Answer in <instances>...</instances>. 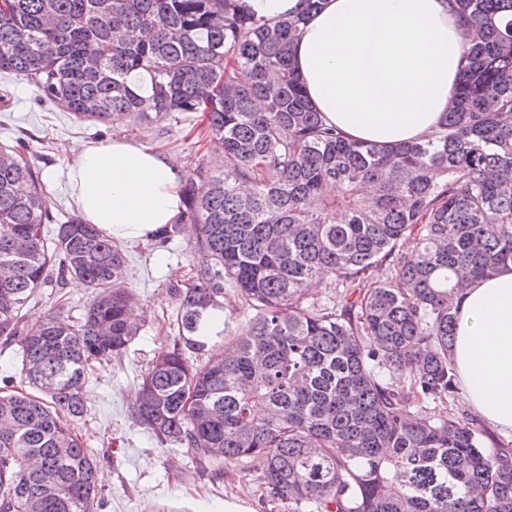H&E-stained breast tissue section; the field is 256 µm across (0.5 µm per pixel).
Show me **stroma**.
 <instances>
[{
    "label": "stroma",
    "instance_id": "35a3bbf8",
    "mask_svg": "<svg viewBox=\"0 0 512 512\" xmlns=\"http://www.w3.org/2000/svg\"><path fill=\"white\" fill-rule=\"evenodd\" d=\"M188 130L181 114L147 129L129 116L119 125L81 122L62 106L39 97L24 77L0 73V146L27 145L52 196V219L44 227L49 239L59 224L76 214L67 171L80 143L122 140L150 147L169 158L184 177L196 167L215 165L212 145L195 146ZM194 242V230L186 224L166 244L145 241L125 246V286L145 325L121 357L93 367L85 389L87 413L76 424L99 470L98 512H225L235 505L247 512H288L287 502L264 490L260 460H242L216 478L188 449L160 441L134 416L143 374L160 352L173 345L168 318L177 301L168 288L194 275ZM91 296L87 287L52 284L40 288L24 312L34 318L60 309L78 317Z\"/></svg>",
    "mask_w": 512,
    "mask_h": 512
}]
</instances>
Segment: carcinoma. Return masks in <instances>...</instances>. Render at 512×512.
<instances>
[{"mask_svg":"<svg viewBox=\"0 0 512 512\" xmlns=\"http://www.w3.org/2000/svg\"><path fill=\"white\" fill-rule=\"evenodd\" d=\"M301 2L269 19L241 0H0V71L81 121L201 112L198 142L222 152L181 186L198 268L169 287L174 347L143 375L135 417L216 475L260 459L292 512H512V448L484 447L456 412L451 363L462 294L512 263V0H449L466 37L452 106L426 139L385 148L309 105L291 47L321 0ZM50 200L24 146L0 147V338L42 393L0 394V512H97L71 422L88 370L142 327L124 250L77 216L46 240ZM67 275L92 288L82 316L19 324ZM314 282L332 305L309 300ZM226 283L253 316L205 336Z\"/></svg>","mask_w":512,"mask_h":512,"instance_id":"cac0c4a2","label":"carcinoma"}]
</instances>
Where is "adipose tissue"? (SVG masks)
<instances>
[{"label": "adipose tissue", "mask_w": 512, "mask_h": 512, "mask_svg": "<svg viewBox=\"0 0 512 512\" xmlns=\"http://www.w3.org/2000/svg\"><path fill=\"white\" fill-rule=\"evenodd\" d=\"M463 53L447 0H322L293 51L295 76L326 123L383 147L438 129ZM68 182L82 219L121 240H148L185 209L175 167L119 140L81 144ZM452 357L471 408L512 433V263L465 291Z\"/></svg>", "instance_id": "adipose-tissue-1"}]
</instances>
